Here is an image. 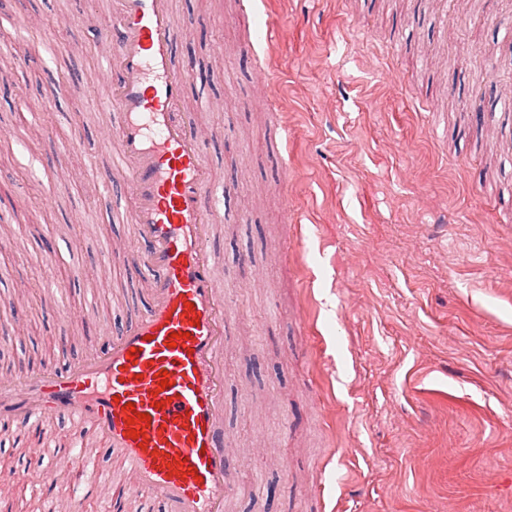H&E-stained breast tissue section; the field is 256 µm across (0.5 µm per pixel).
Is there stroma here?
<instances>
[{
  "label": "stroma",
  "instance_id": "1",
  "mask_svg": "<svg viewBox=\"0 0 512 512\" xmlns=\"http://www.w3.org/2000/svg\"><path fill=\"white\" fill-rule=\"evenodd\" d=\"M175 4L178 54L202 76L185 116L202 129L216 106L234 126L206 152L226 197L211 236L232 320L226 512H512V62L495 53L512 0ZM105 12L0 0V59H43L26 105L0 87V324L21 326L0 351L15 376L83 358L97 326L133 312L132 268L100 262L131 227L94 200L118 115L55 95L97 73ZM45 122L54 144L33 133Z\"/></svg>",
  "mask_w": 512,
  "mask_h": 512
}]
</instances>
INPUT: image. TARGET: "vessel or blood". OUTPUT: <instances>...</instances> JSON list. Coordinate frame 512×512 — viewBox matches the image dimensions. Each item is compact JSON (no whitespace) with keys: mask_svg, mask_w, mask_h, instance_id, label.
<instances>
[{"mask_svg":"<svg viewBox=\"0 0 512 512\" xmlns=\"http://www.w3.org/2000/svg\"><path fill=\"white\" fill-rule=\"evenodd\" d=\"M174 0H109L99 38L108 47L103 71L85 93L119 115L108 182L126 189L134 206L128 241L108 242L103 264L137 257L145 283L141 309L118 332L65 369L45 366L0 380V431L35 433L56 444L54 421L74 427L64 451L38 475L13 471L0 496L28 485L42 496L61 478L74 503L104 482L90 451L103 444L119 457L124 488L155 493L162 512H224L230 459L224 438V353L231 324L209 247L224 218L211 191L204 154L208 139H230L224 119L200 134L183 117L188 76L176 64ZM139 437H132V430Z\"/></svg>","mask_w":512,"mask_h":512,"instance_id":"vessel-or-blood-1","label":"vessel or blood"}]
</instances>
